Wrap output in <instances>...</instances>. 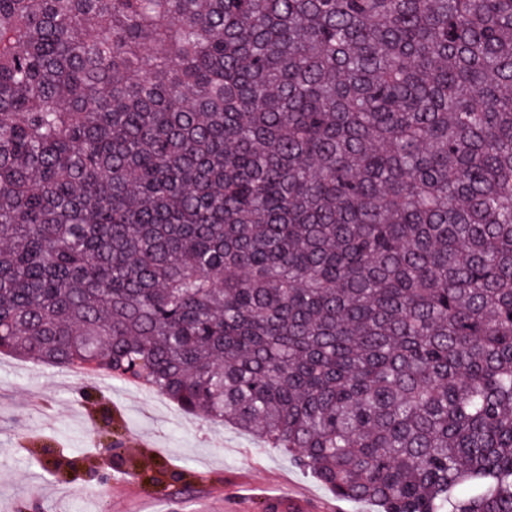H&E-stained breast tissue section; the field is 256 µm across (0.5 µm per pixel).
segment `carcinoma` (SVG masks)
<instances>
[{
  "mask_svg": "<svg viewBox=\"0 0 512 512\" xmlns=\"http://www.w3.org/2000/svg\"><path fill=\"white\" fill-rule=\"evenodd\" d=\"M2 352L512 512V0H0Z\"/></svg>",
  "mask_w": 512,
  "mask_h": 512,
  "instance_id": "1",
  "label": "carcinoma"
}]
</instances>
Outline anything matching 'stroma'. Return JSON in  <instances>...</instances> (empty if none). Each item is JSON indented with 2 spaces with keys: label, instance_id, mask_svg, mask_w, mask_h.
<instances>
[{
  "label": "stroma",
  "instance_id": "35a3bbf8",
  "mask_svg": "<svg viewBox=\"0 0 512 512\" xmlns=\"http://www.w3.org/2000/svg\"><path fill=\"white\" fill-rule=\"evenodd\" d=\"M120 441L118 458L102 454ZM42 449L40 459L28 450ZM288 488L304 512H377L336 499L287 453L139 387L0 354V512H265Z\"/></svg>",
  "mask_w": 512,
  "mask_h": 512
}]
</instances>
